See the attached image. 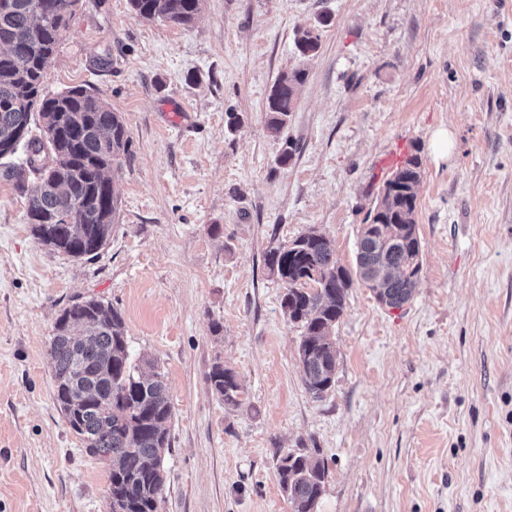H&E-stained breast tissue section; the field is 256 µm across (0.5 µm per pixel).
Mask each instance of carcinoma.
<instances>
[{
  "label": "carcinoma",
  "instance_id": "obj_1",
  "mask_svg": "<svg viewBox=\"0 0 512 512\" xmlns=\"http://www.w3.org/2000/svg\"><path fill=\"white\" fill-rule=\"evenodd\" d=\"M136 14L187 26L203 0H129ZM79 0H0V181L27 194L32 233L75 259L84 247L112 235L118 199L108 172L121 166L130 138L123 120L82 86L50 94L44 82L60 37ZM296 47L311 56L319 37L298 33ZM301 74L281 77L267 104V126L280 135L294 107ZM38 117L41 132L23 142L17 133ZM25 158L13 162L18 149ZM420 163L406 159L384 182L375 214L357 241L356 270L336 261L333 239L310 229L272 244L265 265L286 289L282 305L303 323L298 349L303 382L316 397L335 381L336 347L330 333L345 309L353 280L381 288L389 307L411 298L421 271L416 235ZM54 399L87 453L110 462L112 512H159L165 483L163 455L171 447L172 406L164 377L145 374L130 357L121 312L94 297L65 308L50 344ZM224 404L240 405L235 372L220 363L208 375ZM280 484L294 512H308L322 494L325 463L310 455H277Z\"/></svg>",
  "mask_w": 512,
  "mask_h": 512
}]
</instances>
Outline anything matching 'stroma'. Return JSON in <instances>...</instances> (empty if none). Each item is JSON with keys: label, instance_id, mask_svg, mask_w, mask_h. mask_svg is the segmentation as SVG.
<instances>
[{"label": "stroma", "instance_id": "35a3bbf8", "mask_svg": "<svg viewBox=\"0 0 512 512\" xmlns=\"http://www.w3.org/2000/svg\"><path fill=\"white\" fill-rule=\"evenodd\" d=\"M296 71L272 135L268 96ZM74 86L121 115L129 153L90 260L35 238L0 182V512H109V466L53 396L55 322L85 297L121 311L131 356L168 386L160 512H293L278 450L324 460L318 512H512V0H204L187 26L80 0L45 81ZM412 155L417 287L390 308L353 284L335 382L313 397L264 253L316 228L354 268L367 211ZM218 362L241 407L213 394ZM301 79V73L282 76L271 89L267 104V126L276 136L280 135L288 124L294 107L296 88Z\"/></svg>", "mask_w": 512, "mask_h": 512}]
</instances>
